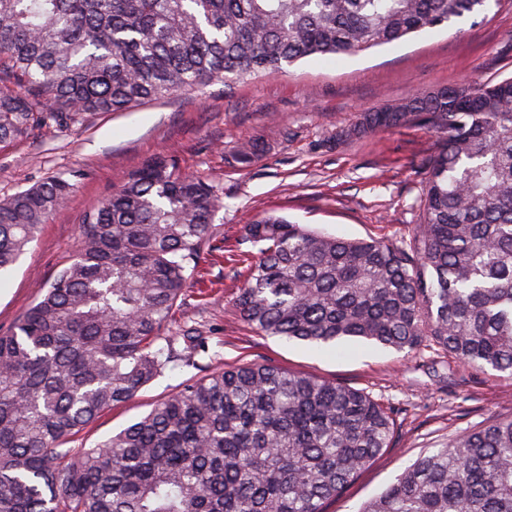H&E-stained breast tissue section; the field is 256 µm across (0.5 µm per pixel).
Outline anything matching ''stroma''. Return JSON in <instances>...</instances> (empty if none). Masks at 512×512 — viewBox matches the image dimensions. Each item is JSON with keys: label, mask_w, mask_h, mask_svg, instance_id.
<instances>
[{"label": "stroma", "mask_w": 512, "mask_h": 512, "mask_svg": "<svg viewBox=\"0 0 512 512\" xmlns=\"http://www.w3.org/2000/svg\"><path fill=\"white\" fill-rule=\"evenodd\" d=\"M512 77V0L450 27L337 59L309 58L286 72L232 87L213 84L123 112H94L68 128L34 127L0 143V199L50 176L71 179L67 205L49 217L13 268L0 276V333L9 331L70 262L78 226L124 179L157 153L204 177L221 205L194 285L174 305L167 335L199 327L207 349L165 372L125 404L106 409L77 437L92 447L147 415L181 386L227 367L269 362L369 393L394 412L395 437L324 512H361L421 455L512 416V377L473 372L437 347L412 353L352 342L342 352L263 336L233 306L240 286L243 225L276 214L348 239L409 237L425 167L436 150L428 130L402 126L336 141L358 114L440 86ZM261 143L249 168L233 156Z\"/></svg>", "instance_id": "1"}]
</instances>
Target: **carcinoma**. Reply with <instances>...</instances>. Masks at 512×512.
<instances>
[{
  "label": "carcinoma",
  "mask_w": 512,
  "mask_h": 512,
  "mask_svg": "<svg viewBox=\"0 0 512 512\" xmlns=\"http://www.w3.org/2000/svg\"><path fill=\"white\" fill-rule=\"evenodd\" d=\"M488 0H0V142L182 90L354 55L485 10ZM437 138L408 239H345L268 215L243 228L233 305L263 336L398 352L434 345L512 376V77L360 113L346 138ZM253 143L235 154L249 167ZM74 184L0 200V273ZM214 186L159 154L87 213L79 248L0 334V512H323L394 438L362 390L243 364L186 383L91 448L103 410L205 349L165 323L213 236ZM362 512H512V417L419 457Z\"/></svg>",
  "instance_id": "obj_1"
}]
</instances>
